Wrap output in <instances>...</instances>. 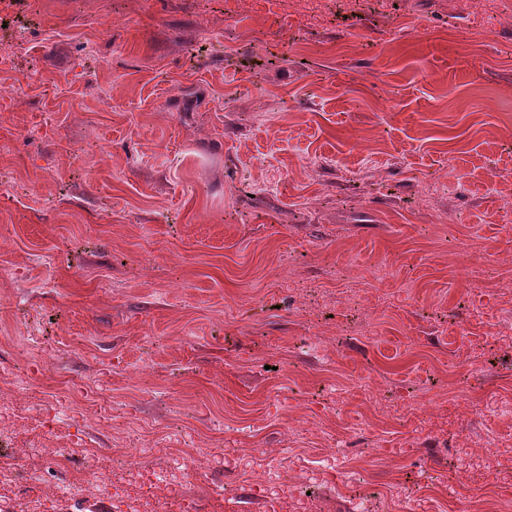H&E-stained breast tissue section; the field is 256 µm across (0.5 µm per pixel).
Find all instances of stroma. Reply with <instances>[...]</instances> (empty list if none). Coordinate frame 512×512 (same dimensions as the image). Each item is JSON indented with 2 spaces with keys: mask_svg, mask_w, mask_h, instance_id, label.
Returning <instances> with one entry per match:
<instances>
[{
  "mask_svg": "<svg viewBox=\"0 0 512 512\" xmlns=\"http://www.w3.org/2000/svg\"><path fill=\"white\" fill-rule=\"evenodd\" d=\"M501 333L512 0H0L1 463L64 479L44 397L112 471L132 422L154 469L196 453L127 512H512V467L455 481L465 436L512 445Z\"/></svg>",
  "mask_w": 512,
  "mask_h": 512,
  "instance_id": "stroma-1",
  "label": "stroma"
}]
</instances>
